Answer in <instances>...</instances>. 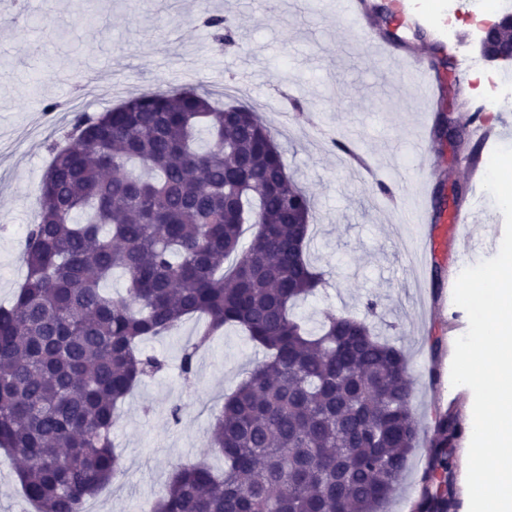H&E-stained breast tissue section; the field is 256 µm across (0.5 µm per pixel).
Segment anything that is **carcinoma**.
I'll return each instance as SVG.
<instances>
[{
  "label": "carcinoma",
  "mask_w": 512,
  "mask_h": 512,
  "mask_svg": "<svg viewBox=\"0 0 512 512\" xmlns=\"http://www.w3.org/2000/svg\"><path fill=\"white\" fill-rule=\"evenodd\" d=\"M201 13L236 45L230 18ZM38 203L25 278L0 305V449L37 512H85L125 475L118 408L161 369L142 344L197 314L184 376L227 326L265 358L210 425L224 473L177 467L150 512H382L421 439L407 359L363 319L327 312L313 333L294 316L325 284L306 256L313 205L257 112L185 88L76 112ZM117 270L114 297L103 283ZM464 435L460 408L435 419L415 512H455Z\"/></svg>",
  "instance_id": "obj_1"
}]
</instances>
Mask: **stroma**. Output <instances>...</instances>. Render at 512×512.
I'll return each instance as SVG.
<instances>
[{"label": "stroma", "instance_id": "1", "mask_svg": "<svg viewBox=\"0 0 512 512\" xmlns=\"http://www.w3.org/2000/svg\"><path fill=\"white\" fill-rule=\"evenodd\" d=\"M216 13L232 16L236 46L217 45L200 20L198 0H29L26 20H0V303L12 299L26 268L22 247L54 133H67L75 99L99 113L113 106L112 90L132 95L202 82L218 104L259 108L282 147L290 173L314 205L309 259L329 275L328 288L298 303L295 314L313 326L324 312L361 317L368 298L379 306L376 333L407 355L415 379L414 403L424 430L437 413L473 393L452 385L454 344L468 330L466 312L448 301L466 264L494 257L504 234V217L494 199L483 209L493 219L471 231L481 249L458 260L454 241L426 269L416 254L426 237L419 224L396 223L416 193L411 171L420 143L434 123L413 91L414 74L380 80L371 50L353 49L354 27L306 0H208ZM473 19L452 20L448 43L455 61L446 74L452 86L499 117L504 100L487 97L482 75L468 71L463 56H477ZM58 108L45 114L47 102ZM354 142L370 159L394 202L371 201L370 185L345 158L332 151L320 129ZM464 154L437 144L425 161L423 186L435 199L441 185L464 180ZM186 320L169 336L144 343L145 353L163 363L126 398L113 440L126 475L93 498L94 512H132L135 503L160 497L173 469L207 463L222 471L224 458L209 443V424L225 395L262 353L236 328L215 336L198 355L192 378H184L181 356L196 334ZM439 350H432V339ZM180 406L179 420L170 409ZM428 450L419 447L385 512H414Z\"/></svg>", "mask_w": 512, "mask_h": 512}]
</instances>
